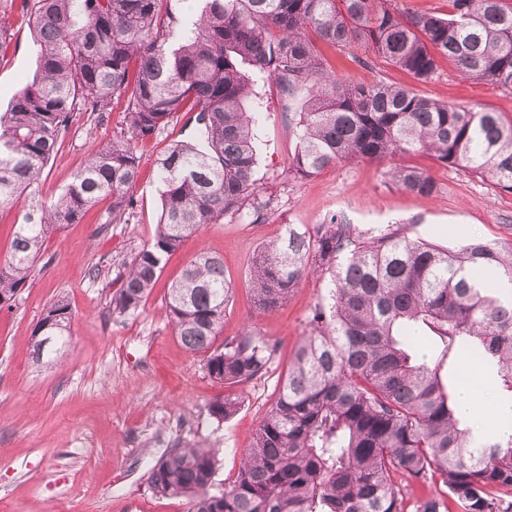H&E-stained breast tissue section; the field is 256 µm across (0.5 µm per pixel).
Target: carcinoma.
<instances>
[{"label":"carcinoma","mask_w":512,"mask_h":512,"mask_svg":"<svg viewBox=\"0 0 512 512\" xmlns=\"http://www.w3.org/2000/svg\"><path fill=\"white\" fill-rule=\"evenodd\" d=\"M451 11L406 14L393 0H21L38 68L0 113V207L30 204L0 263V308L30 280L49 234L110 199L106 223L124 224L139 177L136 146L182 119L187 133L156 158L161 213L153 242L118 273L112 314L133 315L163 259L227 216L264 218L255 179L256 127L248 103L272 83L302 101L288 129L289 169L311 176L338 162L431 152L512 193V124L497 113L442 102L379 77L336 74L327 51L364 49L432 77L439 62L464 79L512 90V0H449ZM121 105L119 136L91 146L84 166L49 205L38 185L74 113L100 119ZM429 196L434 179L394 172ZM330 278L259 425L233 485L209 488L216 451L176 445L147 482L184 495L190 512H512V435L479 441L455 415L463 365L495 379L498 413H512V245L480 239L444 247L392 230L362 232L338 215L289 224L249 268L253 304L272 312L311 276ZM232 287L224 260L194 256L169 288L175 335L216 383L265 376L277 346L250 328L219 340ZM71 313L53 302L32 336L36 363L66 345ZM228 394L209 411H237ZM401 473L437 491L412 497Z\"/></svg>","instance_id":"carcinoma-1"}]
</instances>
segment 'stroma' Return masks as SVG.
<instances>
[{"instance_id": "1", "label": "stroma", "mask_w": 512, "mask_h": 512, "mask_svg": "<svg viewBox=\"0 0 512 512\" xmlns=\"http://www.w3.org/2000/svg\"><path fill=\"white\" fill-rule=\"evenodd\" d=\"M5 31L2 108L27 87L36 70L30 28L13 19ZM333 58L337 73L353 81L368 83L380 75L512 122V90L463 79L451 62H441L435 76L420 83L382 61L369 70L351 62L348 53ZM259 92L252 107L256 178L261 195L274 199L266 219L228 218L190 238L165 258L139 311L112 316L109 304L122 263L155 234L160 213L155 158L182 136L181 125H169L141 150L136 206L128 223H107L109 205L103 202L79 223L53 233L31 279L11 308L0 310V512H189L187 497L155 495L146 481L155 460L176 443L216 449L211 490L232 486L298 342L308 333L307 318L327 296L326 279H309L279 310L254 308L250 260L285 225L321 224L342 214L361 230L398 229L409 238L443 245L468 238L512 243V193L465 169L443 167L425 152L397 161H345L309 177L289 174L295 140L288 131V105L272 84ZM121 122L118 106L100 121L75 113L44 171L40 200L57 197L83 166L92 142L112 138ZM398 163L432 176L436 193L421 197L402 190L392 178ZM204 252L223 257L224 275L233 286L222 336L237 335L249 325L278 345L270 372L236 387L210 379L202 354L181 345L167 317L170 286L187 261ZM61 297L72 313L71 334L52 364H36L32 331L47 306ZM230 392L239 396V409L217 422L209 406Z\"/></svg>"}]
</instances>
